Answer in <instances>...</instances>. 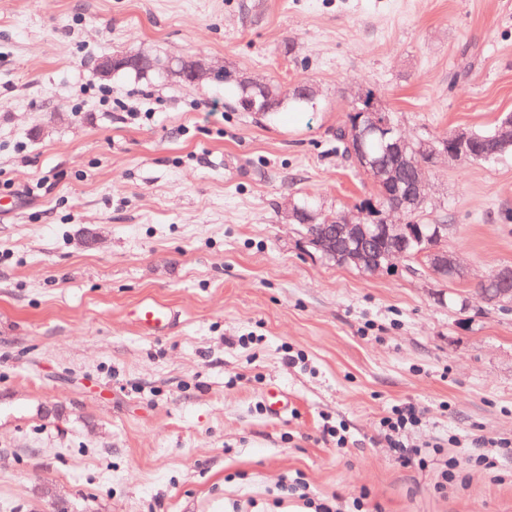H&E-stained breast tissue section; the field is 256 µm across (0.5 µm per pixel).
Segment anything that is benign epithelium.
Listing matches in <instances>:
<instances>
[{"instance_id": "obj_1", "label": "benign epithelium", "mask_w": 512, "mask_h": 512, "mask_svg": "<svg viewBox=\"0 0 512 512\" xmlns=\"http://www.w3.org/2000/svg\"><path fill=\"white\" fill-rule=\"evenodd\" d=\"M152 69L161 68L168 75L184 78L192 83L201 85L207 81H213L222 75L223 69L206 66L198 61L182 59L176 63L171 61L159 62L145 55H132L124 58L103 56L96 62L98 73L104 77L122 68ZM496 139L499 142V151L503 152L512 146V116L505 117L496 129ZM359 167L373 169L378 172L382 182L399 186L407 184L403 192L391 196L385 208L386 218L384 223L372 229L361 217L357 221L342 215L325 224L317 223L319 215L304 214L296 208H291L289 217L293 221H299L310 228L312 233L306 237L309 247L318 252L321 257L329 262L336 261V253L342 252V261L355 266L364 273H374L386 267H391L395 261L408 260L405 246L409 239L415 237V230L408 222H396L392 216L413 215L421 210L427 198L428 177L417 165L413 164L408 169L389 168L378 160H371L365 155H358ZM385 237L395 245L393 251L387 255V263L381 264L375 260L370 252L369 244L376 236ZM415 255L428 256L431 262L430 270L439 276L452 269L457 274L464 273L454 255L448 251V225L437 224L433 230V236L424 248H420ZM495 282L501 287L495 290L493 301L512 303V268H499L493 275Z\"/></svg>"}]
</instances>
